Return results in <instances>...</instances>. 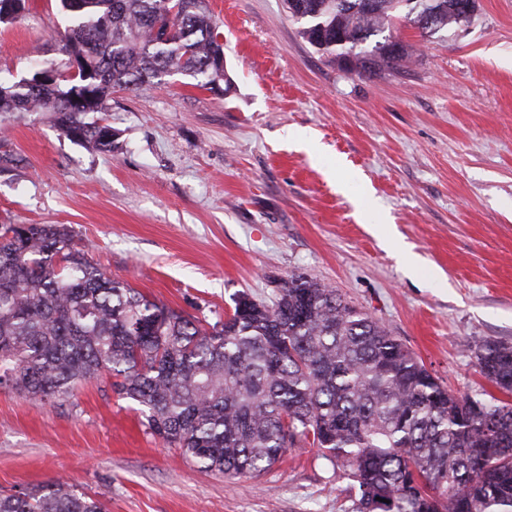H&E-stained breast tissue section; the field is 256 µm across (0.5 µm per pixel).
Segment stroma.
I'll use <instances>...</instances> for the list:
<instances>
[{
    "instance_id": "35a3bbf8",
    "label": "stroma",
    "mask_w": 512,
    "mask_h": 512,
    "mask_svg": "<svg viewBox=\"0 0 512 512\" xmlns=\"http://www.w3.org/2000/svg\"><path fill=\"white\" fill-rule=\"evenodd\" d=\"M224 91L118 92L101 152L49 112H0V224H67L112 278L215 322L294 275L336 288L455 394L492 385L475 352L512 343V0L357 74L308 44L285 0H209ZM59 0L0 25V74L60 59ZM111 378L38 404L0 386V492L64 480L107 512H352L343 470L294 448L254 477L202 471L152 436Z\"/></svg>"
}]
</instances>
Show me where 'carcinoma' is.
<instances>
[{
  "label": "carcinoma",
  "instance_id": "carcinoma-1",
  "mask_svg": "<svg viewBox=\"0 0 512 512\" xmlns=\"http://www.w3.org/2000/svg\"><path fill=\"white\" fill-rule=\"evenodd\" d=\"M66 57L0 77V112H52L67 137L112 149L86 116L118 91L179 73L224 92V34L208 0H60ZM476 0H287L300 34L350 72L400 70L404 20L441 39L471 23ZM26 0H0V24ZM214 323L111 278L66 224L0 225V385L35 402L74 395L108 372L142 424L202 470L259 475L291 448H315L356 490L354 512H512V403L443 387L387 327L314 278L274 296L243 291ZM480 372L512 395V345L487 342ZM0 512H104L66 481L0 493Z\"/></svg>",
  "mask_w": 512,
  "mask_h": 512
}]
</instances>
